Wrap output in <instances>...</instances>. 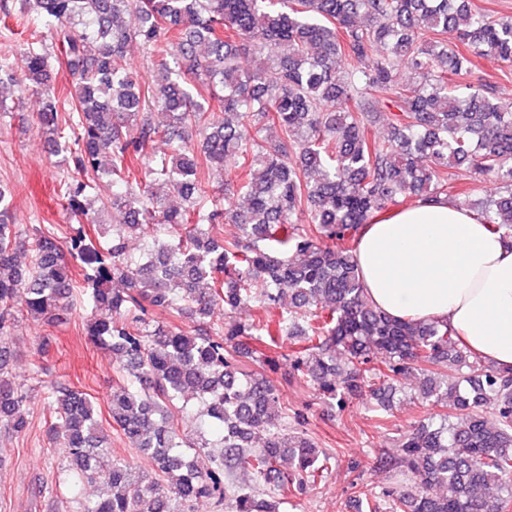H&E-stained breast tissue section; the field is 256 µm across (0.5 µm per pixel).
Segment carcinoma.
<instances>
[{
    "instance_id": "carcinoma-1",
    "label": "carcinoma",
    "mask_w": 512,
    "mask_h": 512,
    "mask_svg": "<svg viewBox=\"0 0 512 512\" xmlns=\"http://www.w3.org/2000/svg\"><path fill=\"white\" fill-rule=\"evenodd\" d=\"M21 2L35 12L21 84L44 96L38 130L72 164L58 198L75 226L63 246L37 227L21 239L0 187V426L24 432L32 400L9 371L15 313L65 323L78 267L88 336L123 360L113 427L147 463L112 453L86 393L50 384L51 431L71 480L112 488L81 512H193L203 501L219 512H285L316 490L330 454L288 426L266 371L242 365L248 350L272 368L284 348L324 398L342 407L365 398L382 417L405 378L423 377L427 413L397 454L380 457L386 486L353 485L357 512H512V370L486 364L446 322L377 309L355 260L377 214L407 195L466 198L476 174L495 183L475 204L477 220L512 239V108L487 86L447 77L468 73L474 57L511 63L512 20L491 21L471 0ZM449 30L457 49L432 39ZM133 40L160 52L149 102L126 59ZM250 53L267 65L241 70ZM401 67L419 81L397 85ZM59 75L74 99L59 97ZM372 91L397 108L381 142L371 136ZM159 138L177 141L175 153H152ZM91 174L112 182L110 234L87 199ZM206 174L220 181L209 189ZM159 183L186 206L169 205ZM226 221L241 231L232 241L213 235ZM285 296L288 308L268 319ZM247 305L257 315L242 321ZM184 318L194 331L174 324ZM191 402L212 438L174 427ZM198 448L209 449L205 471Z\"/></svg>"
}]
</instances>
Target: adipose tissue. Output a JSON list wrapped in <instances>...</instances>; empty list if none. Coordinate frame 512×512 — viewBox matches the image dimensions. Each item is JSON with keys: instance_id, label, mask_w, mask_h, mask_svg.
I'll return each instance as SVG.
<instances>
[{"instance_id": "adipose-tissue-1", "label": "adipose tissue", "mask_w": 512, "mask_h": 512, "mask_svg": "<svg viewBox=\"0 0 512 512\" xmlns=\"http://www.w3.org/2000/svg\"><path fill=\"white\" fill-rule=\"evenodd\" d=\"M365 294L395 318L445 321L488 363L512 369V241L448 200L392 208L361 230Z\"/></svg>"}]
</instances>
